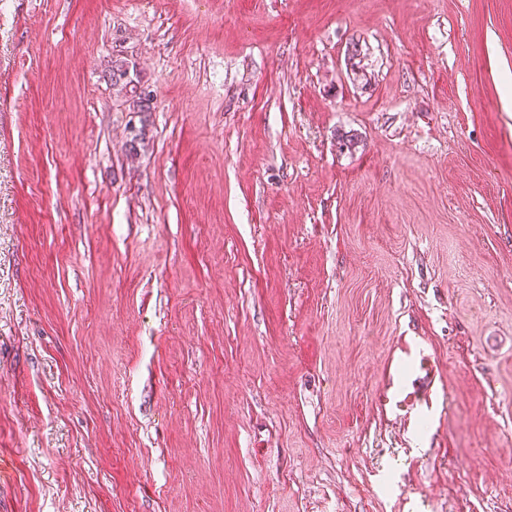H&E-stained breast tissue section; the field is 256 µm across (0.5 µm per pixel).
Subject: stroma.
I'll return each mask as SVG.
<instances>
[{
    "label": "stroma",
    "instance_id": "35a3bbf8",
    "mask_svg": "<svg viewBox=\"0 0 512 512\" xmlns=\"http://www.w3.org/2000/svg\"><path fill=\"white\" fill-rule=\"evenodd\" d=\"M1 453L0 512H512V0H0ZM132 69L133 75L137 78V70L134 65L125 59L112 60L111 69L109 71V78L112 82V86L119 88L120 91L131 93L132 108L134 112H151L153 97L151 92H146V89H142L135 84L134 78L130 75ZM129 88V91H128Z\"/></svg>",
    "mask_w": 512,
    "mask_h": 512
}]
</instances>
